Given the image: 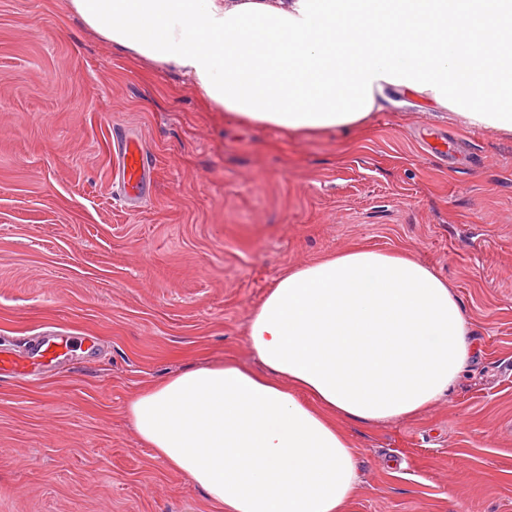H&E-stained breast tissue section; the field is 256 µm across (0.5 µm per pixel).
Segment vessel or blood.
<instances>
[{
    "label": "vessel or blood",
    "mask_w": 512,
    "mask_h": 512,
    "mask_svg": "<svg viewBox=\"0 0 512 512\" xmlns=\"http://www.w3.org/2000/svg\"><path fill=\"white\" fill-rule=\"evenodd\" d=\"M112 143L122 160L121 191L125 205L139 209L146 199V190L152 179L153 168L140 139L123 129L112 132ZM70 339L55 333L30 338L22 358L0 349V372L19 373L34 365L58 367L69 354Z\"/></svg>",
    "instance_id": "b4317fda"
}]
</instances>
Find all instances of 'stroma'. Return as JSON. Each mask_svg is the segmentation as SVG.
I'll return each instance as SVG.
<instances>
[{
    "label": "stroma",
    "mask_w": 512,
    "mask_h": 512,
    "mask_svg": "<svg viewBox=\"0 0 512 512\" xmlns=\"http://www.w3.org/2000/svg\"><path fill=\"white\" fill-rule=\"evenodd\" d=\"M69 0H0V345L94 336L67 370L0 375V512H213L127 418L151 383L260 369L252 311L289 268L362 245L446 278L476 352L418 415L342 422L346 512H512V137L425 103L351 133L245 125L113 48ZM155 169L126 208L113 127Z\"/></svg>",
    "instance_id": "1"
}]
</instances>
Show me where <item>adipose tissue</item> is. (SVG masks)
Instances as JSON below:
<instances>
[{
  "mask_svg": "<svg viewBox=\"0 0 512 512\" xmlns=\"http://www.w3.org/2000/svg\"><path fill=\"white\" fill-rule=\"evenodd\" d=\"M113 47L182 73L219 111L288 134L348 132L412 97L467 130L512 134V0H70ZM447 280L356 246L279 277L228 360L138 393L155 458L218 512H344L357 450L337 419L410 417L474 349Z\"/></svg>",
  "mask_w": 512,
  "mask_h": 512,
  "instance_id": "ef3b65f1",
  "label": "adipose tissue"
}]
</instances>
